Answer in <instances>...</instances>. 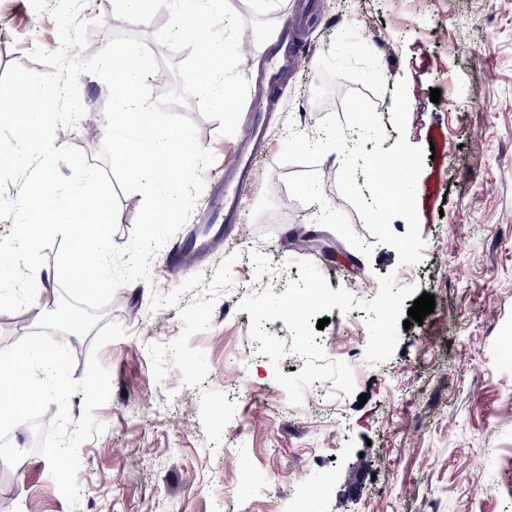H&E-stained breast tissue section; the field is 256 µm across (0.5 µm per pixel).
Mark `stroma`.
Returning a JSON list of instances; mask_svg holds the SVG:
<instances>
[{
    "instance_id": "1",
    "label": "stroma",
    "mask_w": 512,
    "mask_h": 512,
    "mask_svg": "<svg viewBox=\"0 0 512 512\" xmlns=\"http://www.w3.org/2000/svg\"><path fill=\"white\" fill-rule=\"evenodd\" d=\"M305 0H231L247 23L238 67L256 93L266 68L264 49ZM297 32L305 60L268 106L269 149L239 223L193 271L170 264L183 237L207 223L214 181L224 172L236 136L203 118L197 98L180 107L198 139L215 155L189 221L153 261L151 282L120 288L102 322L127 334L99 352L111 396L95 411L104 433L80 447L81 500L70 510L36 449L30 425L8 434L25 449L19 466L0 468V512H299L300 494L317 497L318 512H512V0H320ZM110 0H87V55L102 49L116 25ZM169 19L128 26L148 41L160 68L149 83L161 94L176 83L170 53L152 35ZM59 46L54 20H36L29 0H0V75L15 63L45 72L28 50ZM406 79L405 132L391 120L396 82ZM466 88L468 98L455 96ZM440 89L431 102V89ZM369 98L387 134L433 148L416 183L424 259L402 265L395 249L377 244L337 186L338 153L316 166L328 204L345 212L354 231L374 247L364 256L334 230L318 224L319 204L291 198L287 176L300 164L278 157L286 120L318 139V125L342 113L341 97ZM86 114L55 139L98 162L108 90L92 74L79 78ZM268 255L276 272L256 276L250 250ZM314 263L331 290L372 300L378 279L394 274L400 287L432 294L436 306L422 323L399 332L391 358L365 361L364 310L328 311L318 331L326 357L354 371L353 393L307 386L291 405L275 371L293 376L300 356L272 365L250 338L246 296L298 280V260ZM62 297L59 280L40 305L0 311V349L30 332Z\"/></svg>"
}]
</instances>
